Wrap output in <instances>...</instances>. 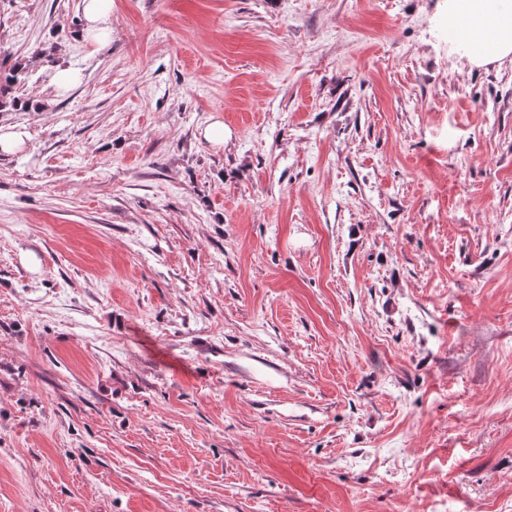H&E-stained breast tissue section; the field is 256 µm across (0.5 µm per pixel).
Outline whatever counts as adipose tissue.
<instances>
[{"instance_id":"ef3b65f1","label":"adipose tissue","mask_w":512,"mask_h":512,"mask_svg":"<svg viewBox=\"0 0 512 512\" xmlns=\"http://www.w3.org/2000/svg\"><path fill=\"white\" fill-rule=\"evenodd\" d=\"M447 24L460 29L469 62L512 56V0H448Z\"/></svg>"}]
</instances>
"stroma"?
Returning a JSON list of instances; mask_svg holds the SVG:
<instances>
[{
  "instance_id": "1",
  "label": "stroma",
  "mask_w": 512,
  "mask_h": 512,
  "mask_svg": "<svg viewBox=\"0 0 512 512\" xmlns=\"http://www.w3.org/2000/svg\"><path fill=\"white\" fill-rule=\"evenodd\" d=\"M446 10L0 0V512H512V61ZM112 0H82L79 36L86 42L101 44L109 31ZM25 80L23 68L15 65L7 71L0 70V111H8L18 107L20 99L14 96L16 85Z\"/></svg>"
}]
</instances>
